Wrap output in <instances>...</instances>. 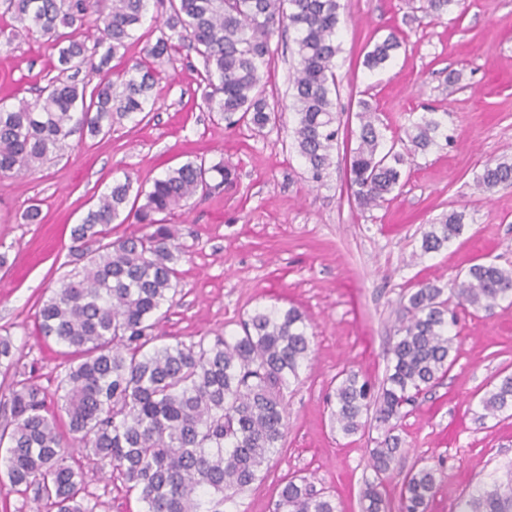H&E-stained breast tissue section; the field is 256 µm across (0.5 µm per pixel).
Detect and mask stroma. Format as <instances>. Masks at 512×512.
Returning a JSON list of instances; mask_svg holds the SVG:
<instances>
[{"mask_svg":"<svg viewBox=\"0 0 512 512\" xmlns=\"http://www.w3.org/2000/svg\"><path fill=\"white\" fill-rule=\"evenodd\" d=\"M422 0H341L336 58L338 146L324 184L309 181L293 146L289 78L292 39L273 38L267 91L282 115L256 131L216 123L201 100L202 61L188 48L157 64L158 81L135 118L91 136L76 130L53 158L23 177L0 178V336H11L16 364L0 370V394L29 378L54 391L67 357L37 336L35 314L72 270L71 231L113 181L153 180L189 160L235 168V189L175 210L184 255L180 283L159 330L164 342L240 334L258 308L295 306L311 318L313 353L300 381L284 393L288 434L260 477L226 501L224 512H274L289 477L305 476L332 495L339 512H362L361 494L375 428L346 436L333 429L328 396L343 370L380 382L404 314L401 295L421 282L449 288L473 264L512 269V187L486 191L477 177L487 162L512 159V0H459L439 19ZM148 5L124 50L110 62L118 72L143 60L160 32ZM0 43V98L34 99L56 74L57 51L27 33ZM397 31L402 41L388 67L369 72V45ZM370 102L384 145L404 138L423 113L442 117L448 144L411 156L389 201L360 209L348 192L349 159L357 146L358 100ZM39 204L43 220L24 214ZM464 215L448 247L421 248L428 225L444 214ZM457 360L419 396L404 418L405 454L385 480L388 512H398L405 474L431 465L440 472L427 512H454L459 499L512 460V416L481 418L479 400L497 376L512 375V305L493 314L459 313ZM83 496L96 512H143L118 473H90Z\"/></svg>","mask_w":512,"mask_h":512,"instance_id":"obj_1","label":"stroma"}]
</instances>
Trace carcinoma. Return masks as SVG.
I'll return each mask as SVG.
<instances>
[{"label": "carcinoma", "mask_w": 512, "mask_h": 512, "mask_svg": "<svg viewBox=\"0 0 512 512\" xmlns=\"http://www.w3.org/2000/svg\"><path fill=\"white\" fill-rule=\"evenodd\" d=\"M0 0L3 13L28 22L58 50V74L37 98L0 103V178L19 176L51 159L80 126L96 136L114 123L144 112L156 72L140 63L104 78L90 95L79 86L82 69L100 72L126 47L149 0ZM456 0H424L423 12L440 18ZM340 0H168L160 13L165 32L147 49L160 60L183 43L202 60L203 104L225 126L257 129L276 120L279 101L269 97L262 66L271 40L295 33L298 67L292 81L296 114L294 147L309 179L329 175L336 150V57ZM101 15L93 45L65 28ZM401 47L392 31L375 42L364 65L384 67ZM358 146L349 163L354 202L369 209L400 185L410 152L426 151L444 136L443 123L424 116L406 132L409 146L380 149L375 112L359 102ZM479 183L488 191L512 186V160L484 165ZM236 185L235 169L190 160L131 194L132 182L115 181L72 230L82 246L74 253L78 273L68 274L35 315L38 333L70 350L73 359L57 377L55 400L31 379L16 381L4 396L0 468L15 489L52 512H95L82 496L88 472L69 463L72 445L89 450L93 471L118 472L144 512H224L227 492L243 490L288 434L284 390L300 380L311 354L307 316L298 308H258L242 334L156 344L162 307L178 288L182 257L177 230L167 217L196 196ZM133 220L142 235L110 238V225ZM462 216L451 212L429 225L422 238L436 252L457 238ZM443 289L420 283L402 296L407 314L391 348L382 384L349 370L331 395V423L352 436L376 422L381 431L370 450L374 477L362 491L363 512H385L384 477L401 457L399 434L406 407L452 367L457 310L492 313L512 298V270L475 264L468 276ZM480 418L512 409V375L487 391ZM437 471L422 466L403 480L398 512H425ZM277 512H337L332 498L305 478L281 489ZM457 512H512V461L464 495Z\"/></svg>", "instance_id": "1"}]
</instances>
